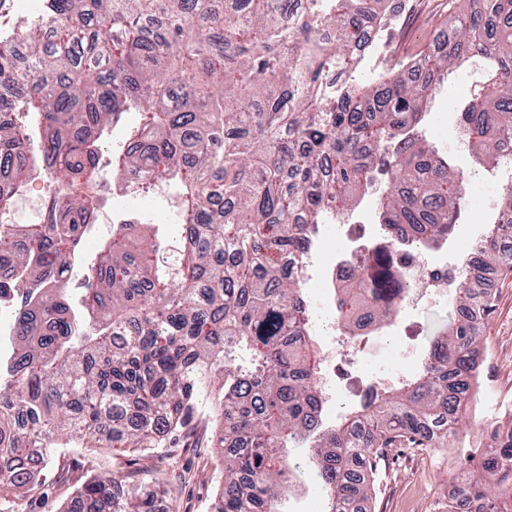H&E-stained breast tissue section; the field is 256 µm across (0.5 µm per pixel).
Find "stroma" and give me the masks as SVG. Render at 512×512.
<instances>
[{
	"mask_svg": "<svg viewBox=\"0 0 512 512\" xmlns=\"http://www.w3.org/2000/svg\"><path fill=\"white\" fill-rule=\"evenodd\" d=\"M405 7L379 33L342 82L369 86L384 72V60L403 64L427 51L448 20V0H404ZM488 77L487 66L476 60L456 65L436 90L427 108L423 137L438 152L469 174L467 206L448 241L431 251L434 260L457 263L459 242L484 230L489 207L500 189L494 169L478 165L461 140L459 114L471 95ZM101 220L82 240L85 259H93L102 239L120 220L152 216L159 238L177 245L182 227L171 199L160 193L129 195L105 186ZM488 288L493 308L480 328L483 342L479 389L462 425L458 445L449 451L399 448L381 465L372 512H448L454 477L464 457L480 455L490 423H512V377L499 373L501 363L512 360V271L491 270ZM192 438L174 437L162 448H79L60 438L55 453L41 462V472L26 492L0 487V512H60L95 472L149 473L171 491L168 512H212L214 496L222 485L219 450L215 446L211 400L201 397L191 422ZM289 456L298 469L292 487L283 496L285 512H323L324 493L308 453L292 448Z\"/></svg>",
	"mask_w": 512,
	"mask_h": 512,
	"instance_id": "1",
	"label": "stroma"
}]
</instances>
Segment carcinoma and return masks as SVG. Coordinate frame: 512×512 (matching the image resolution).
I'll use <instances>...</instances> for the list:
<instances>
[{
    "label": "carcinoma",
    "mask_w": 512,
    "mask_h": 512,
    "mask_svg": "<svg viewBox=\"0 0 512 512\" xmlns=\"http://www.w3.org/2000/svg\"><path fill=\"white\" fill-rule=\"evenodd\" d=\"M44 0L22 32L40 83L0 97V211L41 170L67 181L32 224L0 222V319L13 350L0 363V483L23 492L30 448L64 434L84 448H162L212 396L224 486L215 512H282L288 448H306L326 512H370L379 464L395 448H451L472 402L480 327L493 307L461 278L454 314L421 370L372 388L319 430L321 359L298 266L315 226L376 196L381 238L424 252L448 239L465 175L420 136L448 67L486 63L487 84L460 113L462 138L494 167L512 141V0H448L444 44L375 86L327 91L367 41L359 18L393 0ZM0 39V84L12 80ZM142 124L112 161L127 192L176 188L183 245L171 255L149 219L112 225L69 298L78 244L101 207L98 156L120 112ZM24 112V121L16 113ZM512 184L482 238L486 266L512 269ZM408 283L388 253L356 263L336 289L355 336L402 314ZM251 353L248 365L235 352ZM459 469L454 500L512 512V426ZM168 493L137 473L94 474L69 512H156Z\"/></svg>",
    "instance_id": "cac0c4a2"
}]
</instances>
